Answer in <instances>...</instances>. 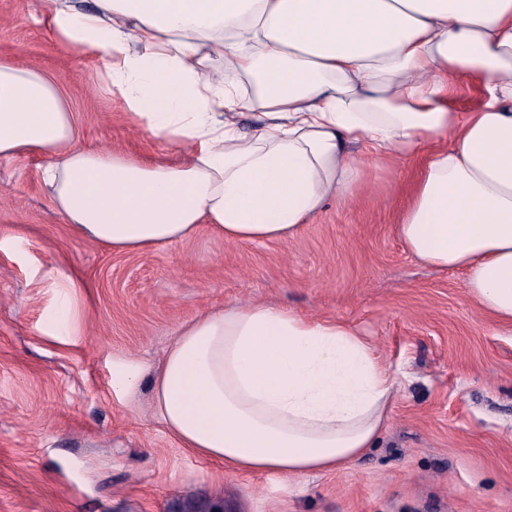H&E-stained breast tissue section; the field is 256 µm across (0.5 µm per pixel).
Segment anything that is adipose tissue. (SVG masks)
Wrapping results in <instances>:
<instances>
[{"label": "adipose tissue", "instance_id": "adipose-tissue-1", "mask_svg": "<svg viewBox=\"0 0 512 512\" xmlns=\"http://www.w3.org/2000/svg\"><path fill=\"white\" fill-rule=\"evenodd\" d=\"M38 20L178 162L79 146L57 80L0 59V158L41 180L84 237L163 247L294 236L359 185L365 158L416 157L395 226L512 328V0H39ZM478 83L481 103H454ZM255 112L243 131L239 118ZM183 447L249 474L336 470L375 446L396 381L354 328L266 304L179 330L153 377Z\"/></svg>", "mask_w": 512, "mask_h": 512}]
</instances>
